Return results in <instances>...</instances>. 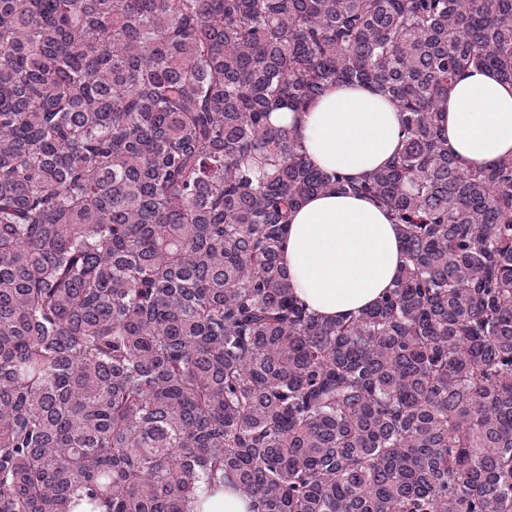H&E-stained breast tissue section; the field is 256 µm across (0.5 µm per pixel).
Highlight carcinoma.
Here are the masks:
<instances>
[{"mask_svg":"<svg viewBox=\"0 0 512 512\" xmlns=\"http://www.w3.org/2000/svg\"><path fill=\"white\" fill-rule=\"evenodd\" d=\"M512 84V0H0V512H512V158L437 132ZM362 84L403 114L363 180L271 113ZM335 190L407 262L338 321L281 265ZM438 107L448 153L465 167L483 168L512 157V84L495 72L461 71ZM250 498L242 491L225 488L224 491L205 501L194 512H248Z\"/></svg>","mask_w":512,"mask_h":512,"instance_id":"obj_1","label":"carcinoma"}]
</instances>
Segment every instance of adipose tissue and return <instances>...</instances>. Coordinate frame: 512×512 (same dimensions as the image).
Returning a JSON list of instances; mask_svg holds the SVG:
<instances>
[{
	"label": "adipose tissue",
	"instance_id": "1",
	"mask_svg": "<svg viewBox=\"0 0 512 512\" xmlns=\"http://www.w3.org/2000/svg\"><path fill=\"white\" fill-rule=\"evenodd\" d=\"M270 120L296 129L310 161L335 175L369 176L402 146L398 107L361 84L332 87L307 111H279ZM438 124L465 167L512 157V84L484 68L461 71L439 102ZM281 262L308 310L337 320L358 315L392 287L403 243L376 202L322 192L292 213Z\"/></svg>",
	"mask_w": 512,
	"mask_h": 512
}]
</instances>
